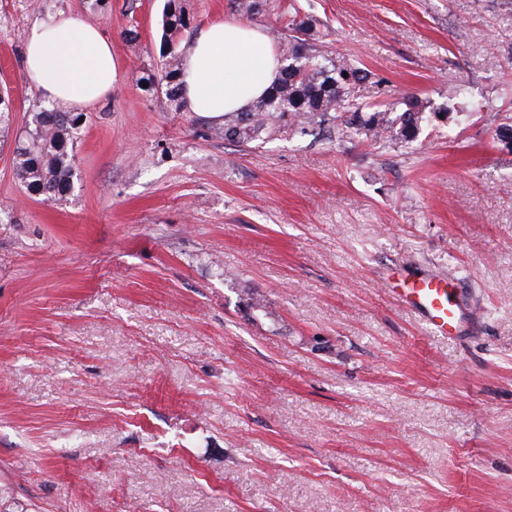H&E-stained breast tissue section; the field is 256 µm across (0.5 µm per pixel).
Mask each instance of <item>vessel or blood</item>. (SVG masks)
Listing matches in <instances>:
<instances>
[{
	"label": "vessel or blood",
	"mask_w": 512,
	"mask_h": 512,
	"mask_svg": "<svg viewBox=\"0 0 512 512\" xmlns=\"http://www.w3.org/2000/svg\"><path fill=\"white\" fill-rule=\"evenodd\" d=\"M453 293L450 280L440 277L416 279L397 291L400 301L421 314L434 334L445 337L457 333L461 319Z\"/></svg>",
	"instance_id": "obj_1"
}]
</instances>
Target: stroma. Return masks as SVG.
I'll use <instances>...</instances> for the list:
<instances>
[{
  "instance_id": "35a3bbf8",
  "label": "stroma",
  "mask_w": 512,
  "mask_h": 512,
  "mask_svg": "<svg viewBox=\"0 0 512 512\" xmlns=\"http://www.w3.org/2000/svg\"><path fill=\"white\" fill-rule=\"evenodd\" d=\"M308 2L389 97L475 110L411 149L244 151L138 86L164 0H0V512H512V0ZM61 12L114 77L49 204L11 147ZM428 275L476 311L460 337L395 297Z\"/></svg>"
}]
</instances>
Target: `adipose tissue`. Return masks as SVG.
<instances>
[{"label":"adipose tissue","mask_w":512,"mask_h":512,"mask_svg":"<svg viewBox=\"0 0 512 512\" xmlns=\"http://www.w3.org/2000/svg\"><path fill=\"white\" fill-rule=\"evenodd\" d=\"M27 78L69 109L93 106L112 90V45L90 22L58 14L29 31ZM278 76L273 43L260 28L225 19L201 29L182 66L191 111L219 121L264 95Z\"/></svg>","instance_id":"1"}]
</instances>
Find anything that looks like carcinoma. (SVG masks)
I'll list each match as a JSON object with an SVG mask.
<instances>
[{"mask_svg": "<svg viewBox=\"0 0 512 512\" xmlns=\"http://www.w3.org/2000/svg\"><path fill=\"white\" fill-rule=\"evenodd\" d=\"M232 3L250 21L262 20L272 6L270 0ZM320 27L321 21L304 0H289L279 15V27L271 31L280 78L249 109L224 114V128L215 135L245 149L284 133L314 138L354 133L381 147L407 146L434 120L464 110L466 92L461 84L448 87L443 107L413 95L355 102L358 86L370 81L380 87L385 80L373 77L357 60L332 52ZM193 30L179 0H165L160 66L142 71L138 78L145 91L163 94L176 112L187 107L180 74ZM80 130L68 113L54 107L40 106L29 112L26 134L13 150L16 175L29 193L50 202L61 201L71 192ZM495 139L512 154L507 144L512 139V117L496 127Z\"/></svg>", "mask_w": 512, "mask_h": 512, "instance_id": "1", "label": "carcinoma"}]
</instances>
